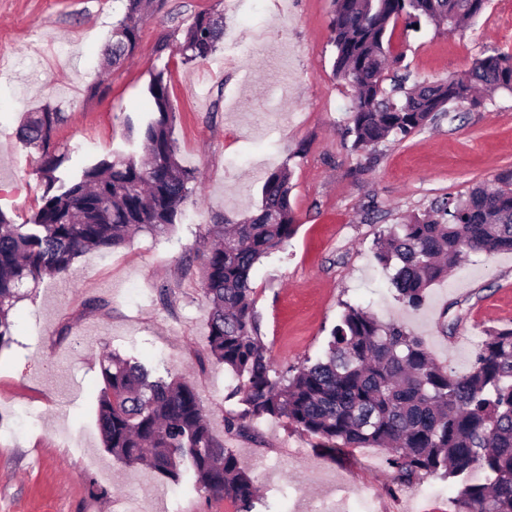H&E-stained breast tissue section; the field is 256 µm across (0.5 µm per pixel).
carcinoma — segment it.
I'll use <instances>...</instances> for the list:
<instances>
[{"label": "carcinoma", "instance_id": "cac0c4a2", "mask_svg": "<svg viewBox=\"0 0 512 512\" xmlns=\"http://www.w3.org/2000/svg\"><path fill=\"white\" fill-rule=\"evenodd\" d=\"M112 28L108 65L133 57L143 18L162 0H124ZM487 0H333L331 28L336 76L357 96L346 135L350 150L364 152L393 136L404 139L439 112L477 110L499 91L512 93V55L493 52L444 80L406 87L409 73L386 71L394 28L421 19L456 30L478 17ZM224 36L223 20L196 16L176 49L183 61L206 59ZM390 85H385L386 80ZM155 115L141 130L150 159H102L66 180L57 175L70 159L53 139L65 113L45 108L20 131L39 154L45 183L41 205L26 224L0 211V349L11 342L9 312L23 282L69 274L88 249H111L132 233L157 235L176 224L195 194L194 172L177 158L174 111L165 72L149 85ZM291 173H268L262 204L238 224H214L217 238L204 255L201 292L209 305L212 356L239 380L242 409L227 418L239 434L246 420L285 418L319 439V445L375 448L402 484L439 475L456 489V512H512V328L496 329L478 344L470 370L456 375L438 364L424 341L397 324H384L366 309L345 305L321 356L293 370L273 369L261 336L250 274L297 231L290 203ZM512 251V171L476 185L466 195L434 204L380 238L374 258L394 270L390 288L416 308L425 290L448 277L471 253ZM106 391L98 402L104 448L127 465L146 464L209 497L226 499L236 512H251L254 481L236 456L211 434L203 405L186 381L150 379L134 358L102 355ZM489 473L470 479L475 465Z\"/></svg>", "mask_w": 512, "mask_h": 512}]
</instances>
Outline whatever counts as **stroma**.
I'll list each match as a JSON object with an SVG mask.
<instances>
[{
    "label": "stroma",
    "mask_w": 512,
    "mask_h": 512,
    "mask_svg": "<svg viewBox=\"0 0 512 512\" xmlns=\"http://www.w3.org/2000/svg\"><path fill=\"white\" fill-rule=\"evenodd\" d=\"M124 11L123 0H0L1 212L21 224L41 204L39 155L19 137L31 113L65 112L55 140L72 155L59 173L72 175L142 151L138 129L152 116L148 85L160 69L178 158L198 186L169 231L85 252L73 273L44 276L12 308V340L0 349V512H236L105 450L97 405L106 351L194 386L213 437L255 480L253 512H454L446 480L400 484L385 449L332 453L284 418L228 432L237 381L209 351L202 254L209 226L248 217L266 175L288 166L297 232L251 273L274 369L319 357L349 302L467 373L487 331L512 328V252L468 255L411 308L394 299L374 248L392 225L512 169V94L356 155L344 133L355 92L333 72L332 0H165L142 23L135 57L105 75L102 53ZM201 12L224 17L213 54L192 63L174 50L155 54L163 35H181ZM391 46L412 81L445 79L492 52L512 55V9L487 0L453 32L400 22Z\"/></svg>",
    "instance_id": "stroma-1"
}]
</instances>
